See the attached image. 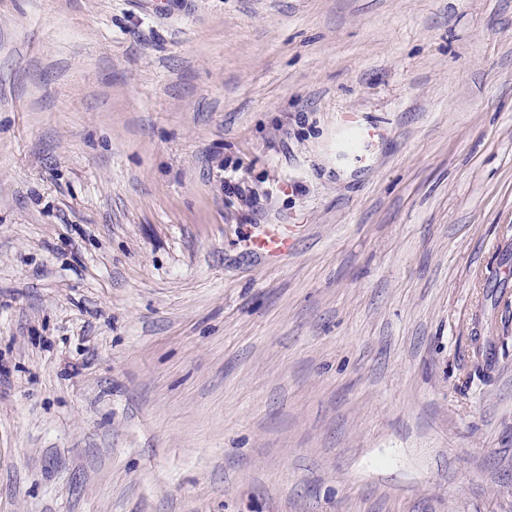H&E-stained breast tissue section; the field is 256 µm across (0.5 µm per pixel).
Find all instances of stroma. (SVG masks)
I'll return each instance as SVG.
<instances>
[{
    "label": "stroma",
    "mask_w": 512,
    "mask_h": 512,
    "mask_svg": "<svg viewBox=\"0 0 512 512\" xmlns=\"http://www.w3.org/2000/svg\"><path fill=\"white\" fill-rule=\"evenodd\" d=\"M0 512H512V0H0ZM257 250L271 253L282 254L288 251L290 247V238L288 231L281 228L274 229L265 237H262L254 242Z\"/></svg>",
    "instance_id": "1"
}]
</instances>
